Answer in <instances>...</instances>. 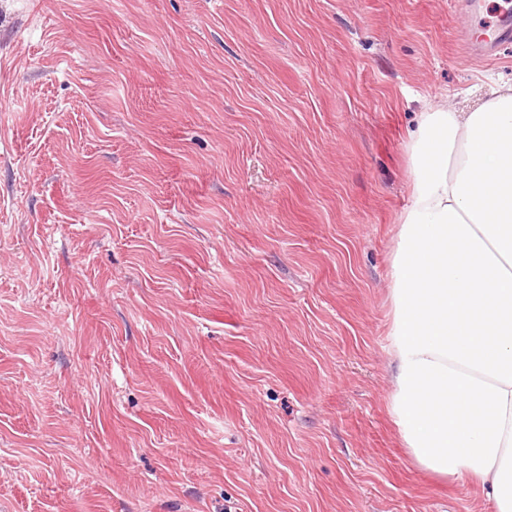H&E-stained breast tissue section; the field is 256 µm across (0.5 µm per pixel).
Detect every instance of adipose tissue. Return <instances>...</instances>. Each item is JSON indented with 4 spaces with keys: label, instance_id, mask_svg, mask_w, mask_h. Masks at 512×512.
I'll return each instance as SVG.
<instances>
[{
    "label": "adipose tissue",
    "instance_id": "obj_1",
    "mask_svg": "<svg viewBox=\"0 0 512 512\" xmlns=\"http://www.w3.org/2000/svg\"><path fill=\"white\" fill-rule=\"evenodd\" d=\"M391 261L389 407L422 468L512 512V86L422 113Z\"/></svg>",
    "mask_w": 512,
    "mask_h": 512
}]
</instances>
